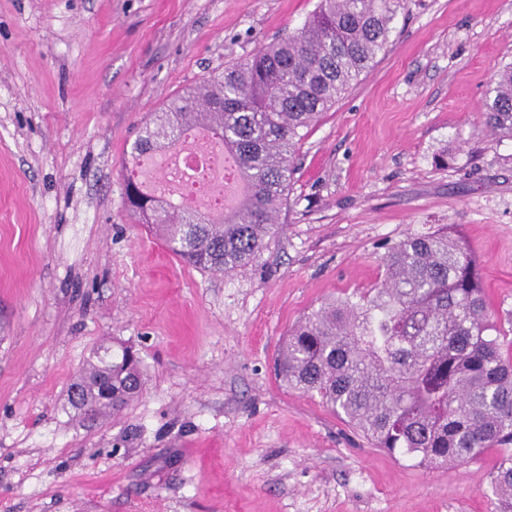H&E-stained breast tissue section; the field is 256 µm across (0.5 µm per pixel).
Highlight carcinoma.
Returning a JSON list of instances; mask_svg holds the SVG:
<instances>
[{"instance_id":"carcinoma-1","label":"carcinoma","mask_w":512,"mask_h":512,"mask_svg":"<svg viewBox=\"0 0 512 512\" xmlns=\"http://www.w3.org/2000/svg\"><path fill=\"white\" fill-rule=\"evenodd\" d=\"M404 0H320L298 31L171 97L131 146L138 164L176 152L192 129L237 164L233 207L202 212L161 178H127L124 205L185 264L231 272L266 247L309 127L386 51ZM484 124L512 138V63L497 74ZM373 294L330 301L289 330L277 370L317 394L376 447L425 468L493 449L499 512H512V359L489 315L483 277L467 245L446 231L386 246ZM79 370L72 407L118 411L142 390L129 347L100 346Z\"/></svg>"}]
</instances>
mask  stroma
<instances>
[{
  "instance_id": "35a3bbf8",
  "label": "stroma",
  "mask_w": 512,
  "mask_h": 512,
  "mask_svg": "<svg viewBox=\"0 0 512 512\" xmlns=\"http://www.w3.org/2000/svg\"><path fill=\"white\" fill-rule=\"evenodd\" d=\"M319 0H0V512H498L490 451L388 454L274 360L289 328L451 227L512 342V139L487 130L512 0H405L393 41L306 134L249 265L179 261L124 207V162L178 90L300 28ZM143 390L77 418L91 351Z\"/></svg>"
}]
</instances>
